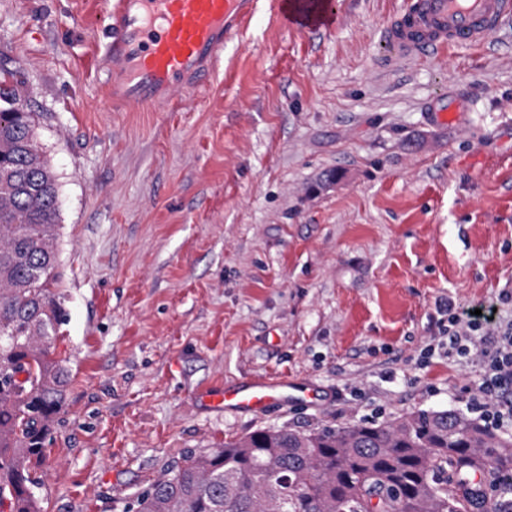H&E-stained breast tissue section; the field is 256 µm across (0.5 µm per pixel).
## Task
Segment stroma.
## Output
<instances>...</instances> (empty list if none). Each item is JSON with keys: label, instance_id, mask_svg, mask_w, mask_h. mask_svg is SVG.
<instances>
[{"label": "stroma", "instance_id": "1", "mask_svg": "<svg viewBox=\"0 0 512 512\" xmlns=\"http://www.w3.org/2000/svg\"><path fill=\"white\" fill-rule=\"evenodd\" d=\"M335 2L309 31L259 0L199 92L115 111L102 0H0L59 186L72 385L42 512H131L186 451L261 429L479 419L484 368L440 340L452 309L512 320V19L399 59L381 33L403 0ZM265 375L319 396L204 398Z\"/></svg>", "mask_w": 512, "mask_h": 512}]
</instances>
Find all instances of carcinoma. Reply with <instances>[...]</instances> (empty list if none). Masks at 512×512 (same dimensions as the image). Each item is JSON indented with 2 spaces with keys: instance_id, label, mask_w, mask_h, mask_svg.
Returning <instances> with one entry per match:
<instances>
[{
  "instance_id": "cac0c4a2",
  "label": "carcinoma",
  "mask_w": 512,
  "mask_h": 512,
  "mask_svg": "<svg viewBox=\"0 0 512 512\" xmlns=\"http://www.w3.org/2000/svg\"><path fill=\"white\" fill-rule=\"evenodd\" d=\"M17 71L0 60V512H41L47 456L72 378L54 356L62 323L58 187L37 145ZM505 478L487 512H512V435L458 409L386 424L259 430L188 452L136 501V512H471L459 493Z\"/></svg>"
}]
</instances>
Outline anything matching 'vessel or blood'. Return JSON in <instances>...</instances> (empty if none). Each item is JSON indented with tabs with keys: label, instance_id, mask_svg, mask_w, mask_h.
Segmentation results:
<instances>
[{
	"label": "vessel or blood",
	"instance_id": "b4317fda",
	"mask_svg": "<svg viewBox=\"0 0 512 512\" xmlns=\"http://www.w3.org/2000/svg\"><path fill=\"white\" fill-rule=\"evenodd\" d=\"M258 0H113L107 29L112 102L156 107L182 100L203 85L224 45ZM284 24L326 30L335 16L326 0H276ZM512 17V0H405L382 38L400 59L483 41ZM311 385L258 377L225 389L216 407L256 413L286 400L314 398Z\"/></svg>",
	"mask_w": 512,
	"mask_h": 512
}]
</instances>
